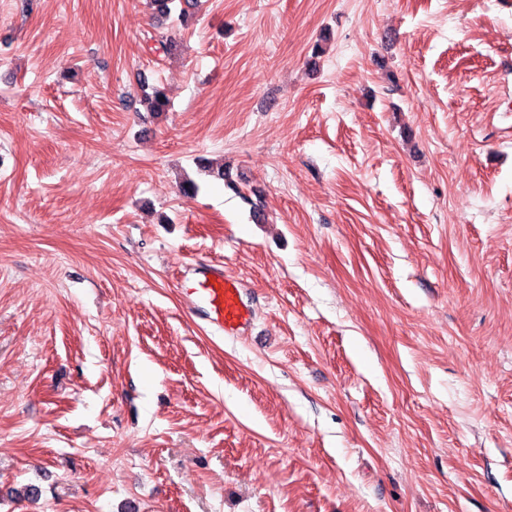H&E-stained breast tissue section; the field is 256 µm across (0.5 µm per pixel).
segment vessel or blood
<instances>
[{"label": "vessel or blood", "mask_w": 512, "mask_h": 512, "mask_svg": "<svg viewBox=\"0 0 512 512\" xmlns=\"http://www.w3.org/2000/svg\"><path fill=\"white\" fill-rule=\"evenodd\" d=\"M180 292L225 334L237 335L251 320L242 298V283L225 277L221 268H210L198 278L183 281Z\"/></svg>", "instance_id": "b4317fda"}]
</instances>
